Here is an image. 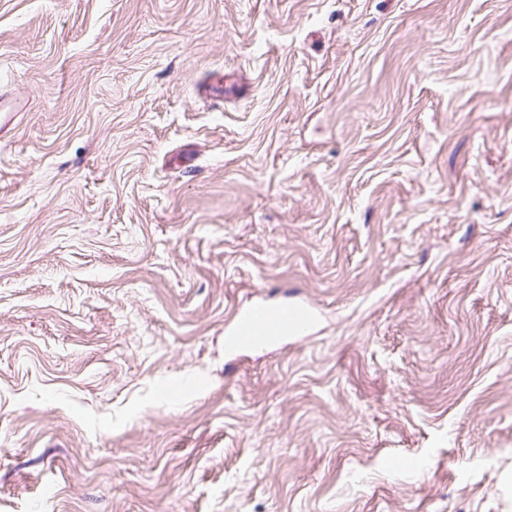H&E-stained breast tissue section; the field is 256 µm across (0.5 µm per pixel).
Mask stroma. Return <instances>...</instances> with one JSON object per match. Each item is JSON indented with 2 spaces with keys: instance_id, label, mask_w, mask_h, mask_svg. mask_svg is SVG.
Segmentation results:
<instances>
[{
  "instance_id": "35a3bbf8",
  "label": "stroma",
  "mask_w": 512,
  "mask_h": 512,
  "mask_svg": "<svg viewBox=\"0 0 512 512\" xmlns=\"http://www.w3.org/2000/svg\"><path fill=\"white\" fill-rule=\"evenodd\" d=\"M0 88V512H512V0H0ZM28 100L15 94L6 95L0 93V130H7L14 127L18 121L21 112H26ZM318 308L306 299L269 302L262 298L238 309L225 329L224 349L228 354L270 346L297 336L318 318Z\"/></svg>"
}]
</instances>
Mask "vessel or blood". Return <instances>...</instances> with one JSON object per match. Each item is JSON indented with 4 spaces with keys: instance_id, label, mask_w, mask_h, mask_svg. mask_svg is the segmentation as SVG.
<instances>
[{
    "instance_id": "vessel-or-blood-1",
    "label": "vessel or blood",
    "mask_w": 512,
    "mask_h": 512,
    "mask_svg": "<svg viewBox=\"0 0 512 512\" xmlns=\"http://www.w3.org/2000/svg\"><path fill=\"white\" fill-rule=\"evenodd\" d=\"M28 108L26 99L0 93V130L14 127ZM317 307L305 299L271 302L258 299L238 309L225 330L224 349L229 354L270 346L300 334L318 318Z\"/></svg>"
}]
</instances>
